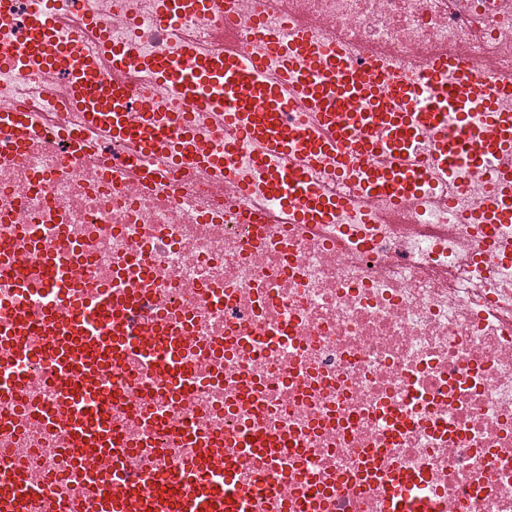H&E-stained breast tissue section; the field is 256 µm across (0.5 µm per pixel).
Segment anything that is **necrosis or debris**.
I'll return each mask as SVG.
<instances>
[{
  "instance_id": "4bbe7bcc",
  "label": "necrosis or debris",
  "mask_w": 512,
  "mask_h": 512,
  "mask_svg": "<svg viewBox=\"0 0 512 512\" xmlns=\"http://www.w3.org/2000/svg\"><path fill=\"white\" fill-rule=\"evenodd\" d=\"M270 23L288 19L314 29L352 58L379 52L390 68L417 73L437 49H465L474 72H512V14L493 0H262ZM158 0H71L59 13L58 37L100 54L97 27L137 53L127 80L164 97L150 65L185 45L224 50V19L186 14L162 25ZM35 111L37 135L0 154V247L30 290L19 298L0 276V315L43 304L36 274L43 255L73 264L90 284L137 285L127 257L143 256L155 275L151 305L194 345L186 353L198 382L169 398L158 374L129 363L113 368L107 388L126 391L129 405L112 422L128 438L134 471H179L193 453L189 429L223 441L228 455L243 431L284 436L277 456L244 461L240 479H263L296 498L315 487L326 512H386L378 479L362 474L375 449L386 465L421 477L438 502L467 501L468 512H512V274L465 243L466 217L482 202L477 189L431 174L424 190L453 197L427 207L405 202L402 223H363L358 211L319 213L318 223L290 230L292 217L273 185L283 167L256 165L254 145L201 116L204 149L223 153L252 193L242 201L217 190L214 176L183 168L146 186L139 174L104 173L134 144L99 131L72 154L65 130L82 112L46 92L32 68L0 71V112ZM18 396L1 400L0 453L32 471L45 488L33 512H80L85 488L63 449L64 430L47 429L41 410L55 407L56 382L40 361L24 367ZM172 432L156 435L147 414Z\"/></svg>"
}]
</instances>
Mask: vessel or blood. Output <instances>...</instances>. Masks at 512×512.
Wrapping results in <instances>:
<instances>
[{
	"mask_svg": "<svg viewBox=\"0 0 512 512\" xmlns=\"http://www.w3.org/2000/svg\"><path fill=\"white\" fill-rule=\"evenodd\" d=\"M235 7V0H162L157 19L169 24L185 13L221 15ZM32 25L33 39L0 53V71L20 73L36 65L51 74L64 73L68 100L84 110L88 124L108 122L113 137L125 141L146 136L155 146L181 143L184 156L206 171L216 162L196 146L194 119L201 110L223 113L225 125L259 145L258 163L300 152L333 157L341 176L358 171L360 202L381 194L396 199L413 194L427 173L408 170L401 158L420 141H429L434 164L448 182L480 179L483 206L477 221L499 264L512 265V241L496 233L498 225L512 223V73L475 77L466 52L459 49L438 52L421 75L400 74L377 57L357 63L337 45H320L308 26L291 23L281 31L266 27L258 15L250 49H243L238 31L228 27L223 55H202L187 46L180 54L154 60L166 94L185 104L168 121L119 79L133 53L131 45L113 43L90 65L63 72L60 60L77 55V45L56 40L52 14H34ZM35 125V113L20 110L10 113L6 131L22 145ZM382 153L394 161L386 171L375 164ZM275 190L295 202L296 223H311L305 201L313 187L305 168L283 169ZM44 272L48 287L66 289L69 311L60 313L48 303L40 324L20 309L0 320V346L8 350L0 358V389L16 388L18 370L36 359L58 375L67 413L44 412L46 425L68 431L69 459L94 455L107 462L106 468L86 474L92 512H250L261 486L238 482L236 463L225 455L223 443L198 449L175 473L134 475L123 465L128 446L104 409L124 405L125 398L117 391L103 394L101 369L117 367L135 354L159 370L173 392L194 383L181 358L184 333L162 316L150 332L140 337L134 332V321L149 301L144 284L151 268H139L142 287L120 293L78 284L62 276L53 260ZM286 445L285 439L262 435L237 442L244 456L264 446ZM383 481L389 512H407L415 477L394 472ZM35 490V481L21 467L1 468L0 512H31Z\"/></svg>",
	"mask_w": 512,
	"mask_h": 512,
	"instance_id": "obj_1",
	"label": "vessel or blood"
}]
</instances>
